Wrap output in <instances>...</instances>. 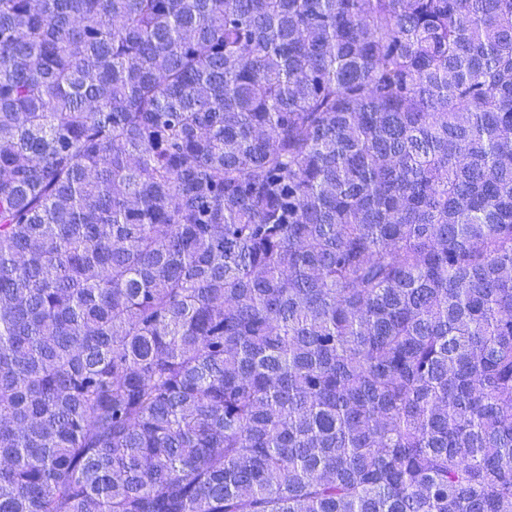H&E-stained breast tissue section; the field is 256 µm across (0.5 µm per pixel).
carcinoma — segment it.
Here are the masks:
<instances>
[{"label":"carcinoma","instance_id":"1","mask_svg":"<svg viewBox=\"0 0 512 512\" xmlns=\"http://www.w3.org/2000/svg\"><path fill=\"white\" fill-rule=\"evenodd\" d=\"M0 512H512V0H0Z\"/></svg>","mask_w":512,"mask_h":512}]
</instances>
